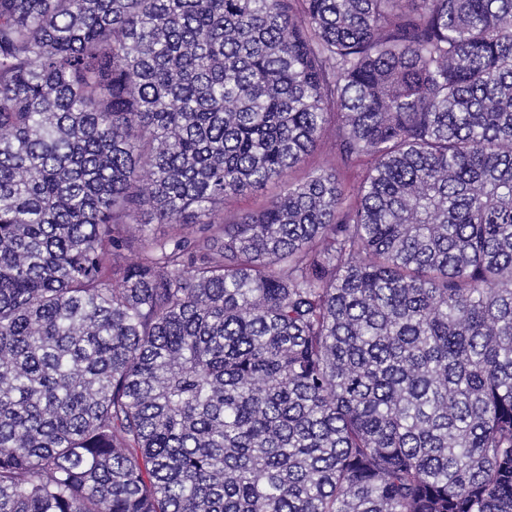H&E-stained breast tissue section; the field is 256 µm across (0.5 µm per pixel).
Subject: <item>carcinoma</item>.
Listing matches in <instances>:
<instances>
[{
  "label": "carcinoma",
  "instance_id": "carcinoma-1",
  "mask_svg": "<svg viewBox=\"0 0 512 512\" xmlns=\"http://www.w3.org/2000/svg\"><path fill=\"white\" fill-rule=\"evenodd\" d=\"M0 512H512V0H0ZM332 164V156L329 152L326 143L322 142L317 150L307 159L304 165L295 170L291 178L293 180H300L304 177L305 173L313 168L329 167ZM282 190L283 186L280 183L269 184L265 190L248 193L227 201L224 207L225 210L231 213L239 210L256 209L275 195L279 194Z\"/></svg>",
  "mask_w": 512,
  "mask_h": 512
}]
</instances>
